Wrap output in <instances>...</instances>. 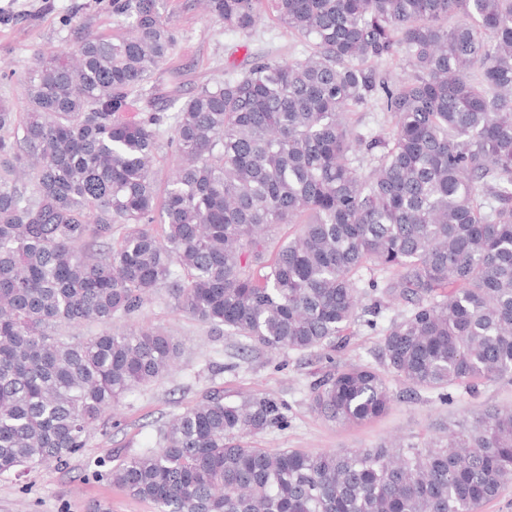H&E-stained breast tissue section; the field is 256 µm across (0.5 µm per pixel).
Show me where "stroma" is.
<instances>
[{
    "label": "stroma",
    "mask_w": 512,
    "mask_h": 512,
    "mask_svg": "<svg viewBox=\"0 0 512 512\" xmlns=\"http://www.w3.org/2000/svg\"><path fill=\"white\" fill-rule=\"evenodd\" d=\"M7 20L0 22V66L20 69L35 52L72 48L85 32L117 34L122 23L98 0H0ZM166 14L177 43L153 73L148 92L139 97L140 112L171 116L202 85L240 70L266 56L300 57L299 37L274 16H266L248 35L225 32L208 16L199 0H167ZM406 310L395 301L384 308L378 330L356 322L345 345L335 351L337 365H377L381 328ZM136 325L160 329L179 348L170 372L129 391L101 426L91 430L84 448L64 469L36 466L25 473L0 474V512H157L152 502L137 499L114 486L111 467L156 447L161 429L176 414L218 392L225 401L240 402L252 393L275 397L288 406V426L254 439L260 448H298L311 453L372 448L386 443L422 441L445 423L486 406H512V381L502 379L470 391L451 388V402L422 391L407 396V386L391 381L396 400L383 417L344 428L326 421L309 404L310 386L328 364L321 358L290 352L273 353L249 339L212 329L176 308L165 291L144 305Z\"/></svg>",
    "instance_id": "obj_1"
}]
</instances>
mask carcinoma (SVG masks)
Returning <instances> with one entry per match:
<instances>
[{
	"mask_svg": "<svg viewBox=\"0 0 512 512\" xmlns=\"http://www.w3.org/2000/svg\"><path fill=\"white\" fill-rule=\"evenodd\" d=\"M202 2L236 34L268 9L308 53L229 72L170 123L131 116L176 31L164 0H109L130 33L89 32L4 73L26 111L0 103V474L63 467L125 393L168 374L170 337L132 324L161 289L215 328L322 356L363 297L371 326L385 299L410 304L383 331L380 367L311 386V408L339 425L389 409L388 375L442 397L512 379V0ZM393 60L397 82L380 68ZM371 106L387 135L350 122ZM163 141L178 166L161 188ZM286 426L276 398L214 393L112 483L158 512H480L512 485V409L424 442L253 445Z\"/></svg>",
	"mask_w": 512,
	"mask_h": 512,
	"instance_id": "obj_1",
	"label": "carcinoma"
}]
</instances>
